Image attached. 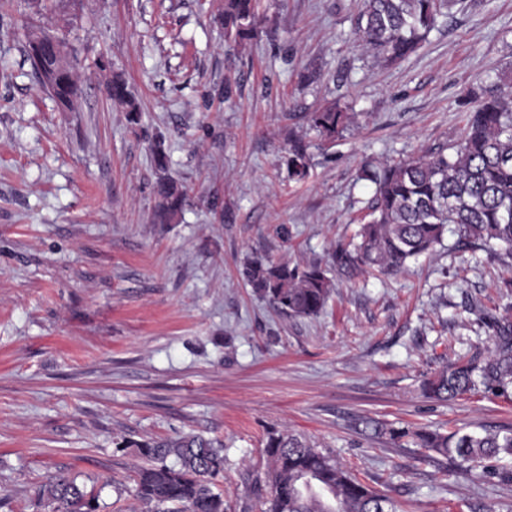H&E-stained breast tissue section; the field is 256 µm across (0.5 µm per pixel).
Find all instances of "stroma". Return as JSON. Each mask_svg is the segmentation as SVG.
<instances>
[{
  "mask_svg": "<svg viewBox=\"0 0 512 512\" xmlns=\"http://www.w3.org/2000/svg\"><path fill=\"white\" fill-rule=\"evenodd\" d=\"M224 0H11L0 10V512H48L53 476L100 512H145L134 443L201 434L224 444L225 512H261L269 433L302 434L400 512H512V480L362 432L375 419L512 430V396L425 398L424 377L492 347L472 312L512 316V258L446 233L391 276L334 277L325 310L291 318L257 297L252 257L331 266L374 186L365 161L457 140L486 76L512 88V0H456L395 65L358 46V0H259L255 39L225 40ZM66 35L82 89L59 111L31 33ZM122 75L127 120L107 86ZM354 118L334 143L308 114ZM303 139L306 181L288 176ZM187 191L158 224L151 149ZM108 91L113 101L127 106L128 119L130 123H137L140 111L134 98L128 91L125 81L119 77H113L108 86Z\"/></svg>",
  "mask_w": 512,
  "mask_h": 512,
  "instance_id": "stroma-1",
  "label": "stroma"
}]
</instances>
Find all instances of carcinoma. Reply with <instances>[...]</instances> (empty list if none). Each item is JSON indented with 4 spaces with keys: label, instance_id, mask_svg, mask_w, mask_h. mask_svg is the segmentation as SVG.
<instances>
[{
    "label": "carcinoma",
    "instance_id": "obj_1",
    "mask_svg": "<svg viewBox=\"0 0 512 512\" xmlns=\"http://www.w3.org/2000/svg\"><path fill=\"white\" fill-rule=\"evenodd\" d=\"M447 0H360L356 32L362 49L393 64L414 53L435 28ZM224 37L235 43L251 39L262 19L258 0H224ZM50 41L34 33L28 58L35 72L65 64L68 83L47 91L70 112L80 95L72 52L47 50ZM112 100L127 106L137 123L139 108L124 80L112 79ZM466 123L458 142L396 163H367L362 177L375 185L369 220L355 240L336 242L331 259L349 278L361 273H397L406 262L428 253L454 227L459 241L502 251L512 257V91L498 82L470 92ZM336 104L309 113V121L330 143L351 121ZM288 171L298 182L309 173L306 146L295 142ZM156 216L162 223L181 212L186 194L174 179H158ZM244 275L254 293L290 316L319 315L331 294V280L319 264L306 266L254 257ZM481 386L506 395L512 391V324L497 326L494 347L464 355L425 379L424 396L448 401ZM377 437L402 447L412 444L461 465L492 463L512 457V430L447 433L425 427L365 422ZM149 461L134 470L135 496L146 512H224L217 478L224 472V446L201 435L147 440L136 444ZM264 454L269 495L263 512H395L393 503L365 480L292 432L268 435ZM38 499L52 512H98V499L75 479L58 475L37 488Z\"/></svg>",
    "mask_w": 512,
    "mask_h": 512
}]
</instances>
